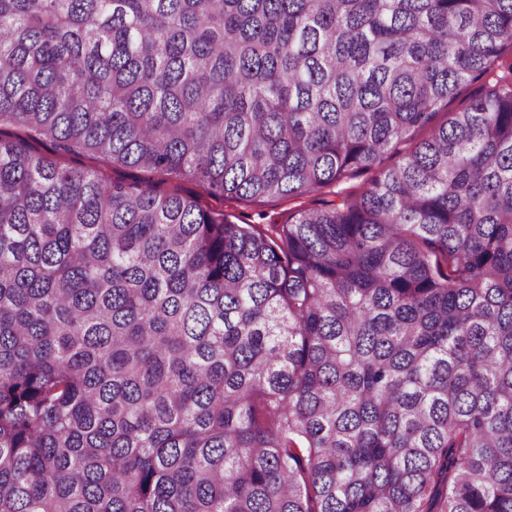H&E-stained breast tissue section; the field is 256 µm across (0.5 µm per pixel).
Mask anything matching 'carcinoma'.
I'll return each mask as SVG.
<instances>
[{
    "instance_id": "cac0c4a2",
    "label": "carcinoma",
    "mask_w": 512,
    "mask_h": 512,
    "mask_svg": "<svg viewBox=\"0 0 512 512\" xmlns=\"http://www.w3.org/2000/svg\"><path fill=\"white\" fill-rule=\"evenodd\" d=\"M506 46L512 0H0V512H512ZM56 159L61 166L66 168L97 166L105 169L107 175L113 181H129L134 177L149 180L155 183L161 192H178L183 196L197 197L203 205L211 210L224 212V218H227L234 224H256L264 230L267 229L269 224H283L287 220L289 213L296 209L301 202L304 201V205H312L314 200L318 198L310 195L304 199L273 198L250 202L227 200L210 196L206 189L198 182L165 179L164 177L125 168L112 169L105 162L94 161L81 156H57Z\"/></svg>"
}]
</instances>
